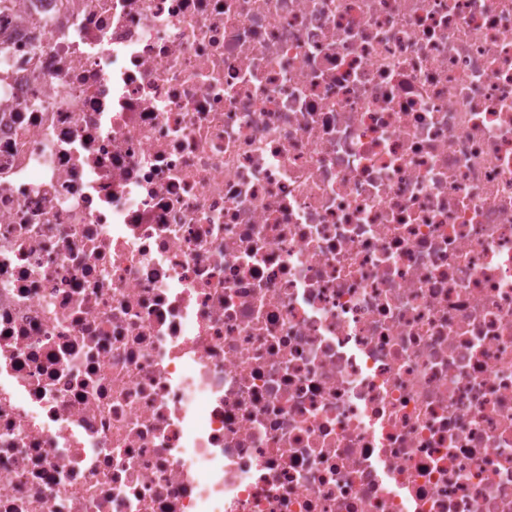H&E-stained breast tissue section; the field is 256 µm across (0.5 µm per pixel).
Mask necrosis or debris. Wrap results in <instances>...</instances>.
<instances>
[{
	"mask_svg": "<svg viewBox=\"0 0 512 512\" xmlns=\"http://www.w3.org/2000/svg\"><path fill=\"white\" fill-rule=\"evenodd\" d=\"M0 512H512V0L0 12Z\"/></svg>",
	"mask_w": 512,
	"mask_h": 512,
	"instance_id": "4bbe7bcc",
	"label": "necrosis or debris"
}]
</instances>
